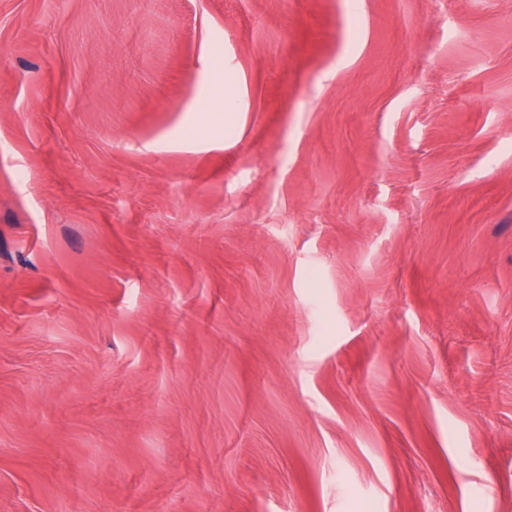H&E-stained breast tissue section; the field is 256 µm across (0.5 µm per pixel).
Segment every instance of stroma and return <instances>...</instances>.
Instances as JSON below:
<instances>
[{"instance_id": "1", "label": "stroma", "mask_w": 512, "mask_h": 512, "mask_svg": "<svg viewBox=\"0 0 512 512\" xmlns=\"http://www.w3.org/2000/svg\"><path fill=\"white\" fill-rule=\"evenodd\" d=\"M0 512H512V0H0Z\"/></svg>"}]
</instances>
